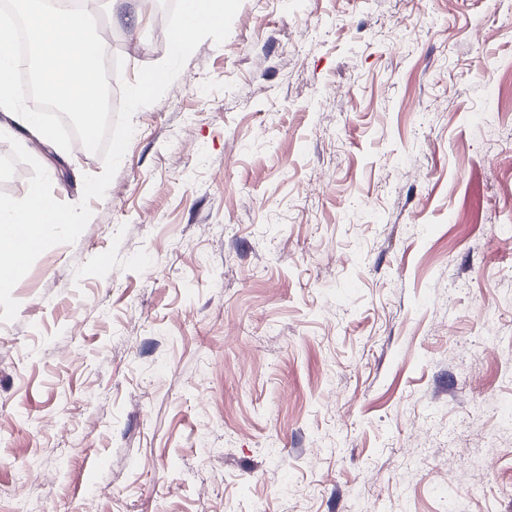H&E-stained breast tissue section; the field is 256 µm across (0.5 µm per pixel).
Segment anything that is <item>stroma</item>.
<instances>
[{
	"instance_id": "1",
	"label": "stroma",
	"mask_w": 512,
	"mask_h": 512,
	"mask_svg": "<svg viewBox=\"0 0 512 512\" xmlns=\"http://www.w3.org/2000/svg\"><path fill=\"white\" fill-rule=\"evenodd\" d=\"M511 68L512 0H242L13 290L0 512H512Z\"/></svg>"
}]
</instances>
